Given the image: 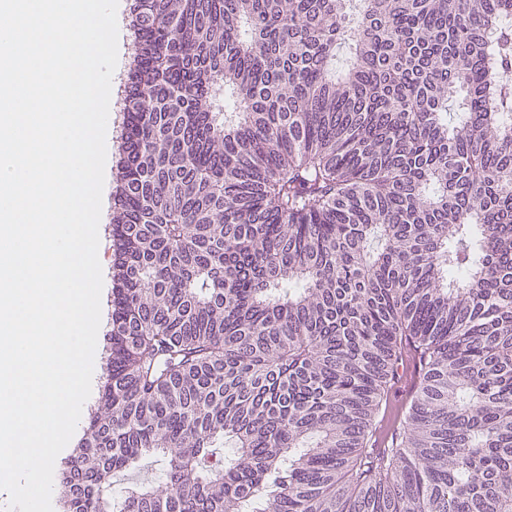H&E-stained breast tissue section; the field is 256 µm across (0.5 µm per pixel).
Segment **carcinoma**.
Wrapping results in <instances>:
<instances>
[{"instance_id": "obj_1", "label": "carcinoma", "mask_w": 512, "mask_h": 512, "mask_svg": "<svg viewBox=\"0 0 512 512\" xmlns=\"http://www.w3.org/2000/svg\"><path fill=\"white\" fill-rule=\"evenodd\" d=\"M137 10L62 508L512 512V0ZM162 467L163 463L157 458H143L135 467L117 473L112 479V488L119 492L132 483L154 479L160 473Z\"/></svg>"}]
</instances>
